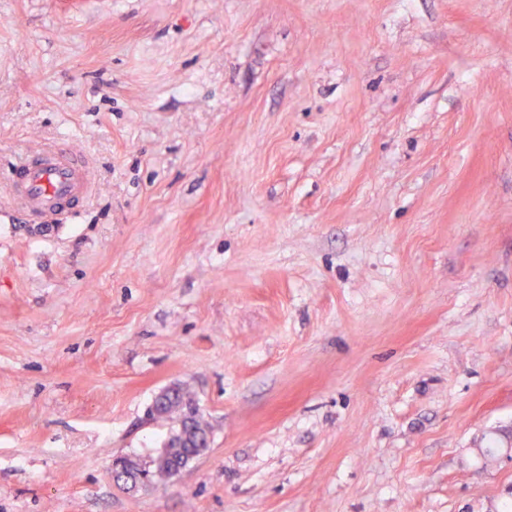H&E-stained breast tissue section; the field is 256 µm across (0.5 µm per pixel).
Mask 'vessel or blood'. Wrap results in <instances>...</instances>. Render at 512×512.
Instances as JSON below:
<instances>
[{"mask_svg":"<svg viewBox=\"0 0 512 512\" xmlns=\"http://www.w3.org/2000/svg\"><path fill=\"white\" fill-rule=\"evenodd\" d=\"M8 181L16 204L41 216L67 211L94 188L89 160L65 142L29 154Z\"/></svg>","mask_w":512,"mask_h":512,"instance_id":"obj_1","label":"vessel or blood"}]
</instances>
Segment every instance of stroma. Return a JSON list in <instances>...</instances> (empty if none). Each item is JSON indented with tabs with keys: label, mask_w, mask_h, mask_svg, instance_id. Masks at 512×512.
Instances as JSON below:
<instances>
[{
	"label": "stroma",
	"mask_w": 512,
	"mask_h": 512,
	"mask_svg": "<svg viewBox=\"0 0 512 512\" xmlns=\"http://www.w3.org/2000/svg\"><path fill=\"white\" fill-rule=\"evenodd\" d=\"M0 512L512 504V0H0ZM177 384L208 448L145 492ZM7 179L16 204L41 216L67 211L94 188L89 160L66 142L29 154Z\"/></svg>",
	"instance_id": "1"
}]
</instances>
